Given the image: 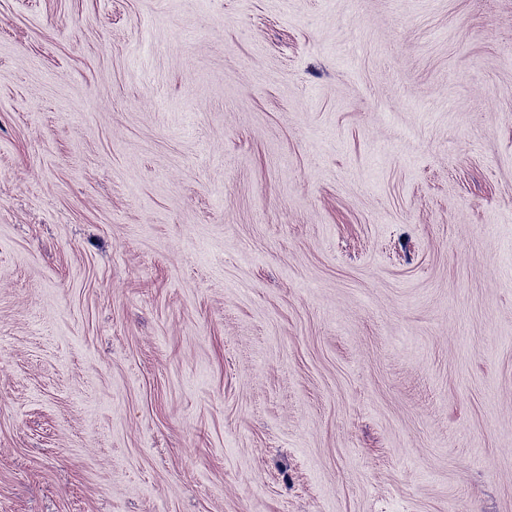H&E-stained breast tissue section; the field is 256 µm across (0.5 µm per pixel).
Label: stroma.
I'll return each mask as SVG.
<instances>
[{"mask_svg": "<svg viewBox=\"0 0 512 512\" xmlns=\"http://www.w3.org/2000/svg\"><path fill=\"white\" fill-rule=\"evenodd\" d=\"M0 512H512V0H0Z\"/></svg>", "mask_w": 512, "mask_h": 512, "instance_id": "35a3bbf8", "label": "stroma"}]
</instances>
